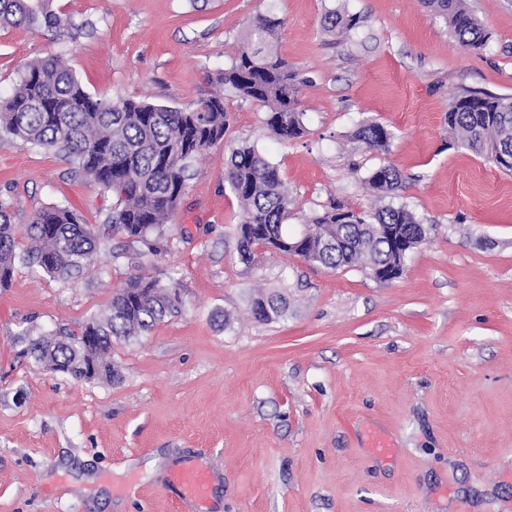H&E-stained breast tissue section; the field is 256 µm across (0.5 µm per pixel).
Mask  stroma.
<instances>
[{
    "label": "stroma",
    "instance_id": "1",
    "mask_svg": "<svg viewBox=\"0 0 512 512\" xmlns=\"http://www.w3.org/2000/svg\"><path fill=\"white\" fill-rule=\"evenodd\" d=\"M468 3L489 33L475 53L420 0H52L61 28L0 27V97L20 63L58 55L94 97L183 109L270 12L305 126L279 139L265 108L225 92L224 141L192 164L156 256L113 233L112 194L68 159L0 141L11 223L68 204L97 236L78 277L19 267L0 289V512H512V172L455 145L445 121L464 91L512 96V0ZM331 10L360 23L327 33ZM366 121L393 132L388 150L355 138ZM245 143L295 200L289 233L335 205L373 212L365 180L382 166L403 177L392 205L434 231L389 282L264 248L245 267L224 183ZM137 268L176 275L185 307L113 345L120 383L22 356L19 332L78 328ZM256 288L287 314L255 320ZM190 466L213 473L206 504L171 481Z\"/></svg>",
    "mask_w": 512,
    "mask_h": 512
}]
</instances>
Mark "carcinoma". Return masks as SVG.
<instances>
[{"mask_svg":"<svg viewBox=\"0 0 512 512\" xmlns=\"http://www.w3.org/2000/svg\"><path fill=\"white\" fill-rule=\"evenodd\" d=\"M423 3L448 21L462 49L474 52L485 45L484 28L466 0ZM61 23L50 0H0V26L56 29ZM358 23L359 17L337 11L324 17V29L330 33L352 30ZM280 25L272 13L256 15L231 65L207 76L214 90L189 109L124 97L96 98L62 58L27 61L11 94L0 97V141L18 138L63 154L94 184L112 193L115 204L105 218L112 232L138 238L150 253L158 254L164 247V224L184 193L192 160L224 141V90L265 108L266 125L274 135L289 140L304 133L297 74L272 50ZM446 120L460 145L512 172L511 165L496 160L500 152L512 156L511 96L459 94L449 103ZM356 137L369 149L382 150L393 132L367 122ZM224 182L241 203L237 251L247 268L256 249L273 248L331 270L359 265L371 273L385 267L396 279L405 253L433 231V225L420 222L403 207L383 206L366 215L334 206L316 218L305 246L291 248L285 223L293 199L275 165L255 146L243 144L232 150ZM366 183L381 198L401 188L402 176L394 168L379 167ZM5 208L0 203V288L9 285L19 264L58 280L83 272L96 249V237L74 208L59 204L36 211L27 225L25 247L17 241V226L10 223ZM383 224L397 226L405 251L388 248L378 233ZM179 290L175 278L162 281L143 272L132 274L113 291L106 313L89 318L79 331L61 328L33 336L26 330L20 339L27 354L46 371L62 370L76 381L90 383L82 365L91 360L96 378L117 383L122 374L112 360L113 343L146 336L165 319L180 315ZM250 304L254 318L262 322L279 319L287 310L282 297L264 291L254 294Z\"/></svg>","mask_w":512,"mask_h":512,"instance_id":"obj_1","label":"carcinoma"}]
</instances>
